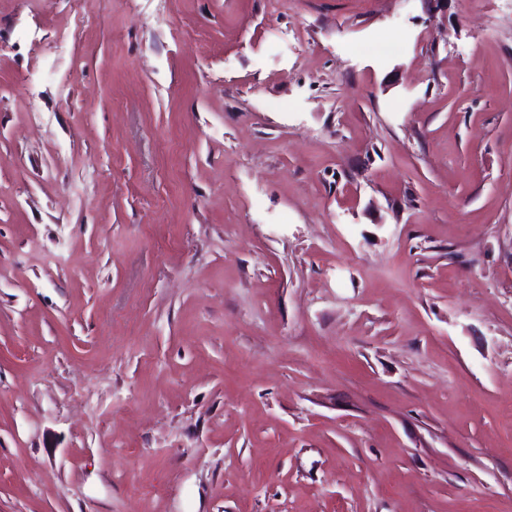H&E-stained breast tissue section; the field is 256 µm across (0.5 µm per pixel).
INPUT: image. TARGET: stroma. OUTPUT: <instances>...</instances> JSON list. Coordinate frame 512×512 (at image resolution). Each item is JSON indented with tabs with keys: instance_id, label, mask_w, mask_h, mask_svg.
Instances as JSON below:
<instances>
[{
	"instance_id": "obj_1",
	"label": "stroma",
	"mask_w": 512,
	"mask_h": 512,
	"mask_svg": "<svg viewBox=\"0 0 512 512\" xmlns=\"http://www.w3.org/2000/svg\"><path fill=\"white\" fill-rule=\"evenodd\" d=\"M0 512H512V0H0Z\"/></svg>"
}]
</instances>
